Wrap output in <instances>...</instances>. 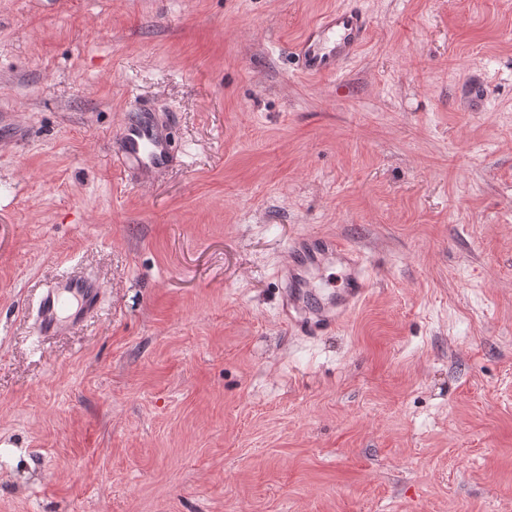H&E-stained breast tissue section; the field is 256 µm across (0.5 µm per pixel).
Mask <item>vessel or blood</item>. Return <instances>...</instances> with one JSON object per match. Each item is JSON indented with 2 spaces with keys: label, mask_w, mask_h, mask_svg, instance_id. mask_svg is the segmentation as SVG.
Masks as SVG:
<instances>
[{
  "label": "vessel or blood",
  "mask_w": 512,
  "mask_h": 512,
  "mask_svg": "<svg viewBox=\"0 0 512 512\" xmlns=\"http://www.w3.org/2000/svg\"><path fill=\"white\" fill-rule=\"evenodd\" d=\"M369 20L357 0L321 17L295 46L304 75L340 73L343 64L364 45ZM123 165L145 171L164 167L170 158L168 140L149 122L125 123L121 128ZM324 264L339 266L344 288L335 299L317 302L307 273ZM283 285L281 320L293 336H319L334 331L366 295L369 279L362 258L349 246L330 237L308 235L289 249L287 263L278 269ZM102 291L92 279L68 275L57 278L42 292L36 305L40 335L59 336L78 328L99 309Z\"/></svg>",
  "instance_id": "b4317fda"
}]
</instances>
